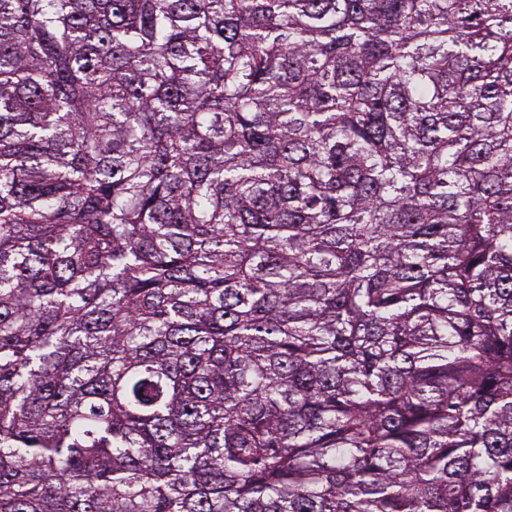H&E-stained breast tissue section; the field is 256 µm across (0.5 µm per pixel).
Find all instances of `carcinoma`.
<instances>
[{"label": "carcinoma", "mask_w": 512, "mask_h": 512, "mask_svg": "<svg viewBox=\"0 0 512 512\" xmlns=\"http://www.w3.org/2000/svg\"><path fill=\"white\" fill-rule=\"evenodd\" d=\"M0 512H512V0H0Z\"/></svg>", "instance_id": "carcinoma-1"}]
</instances>
